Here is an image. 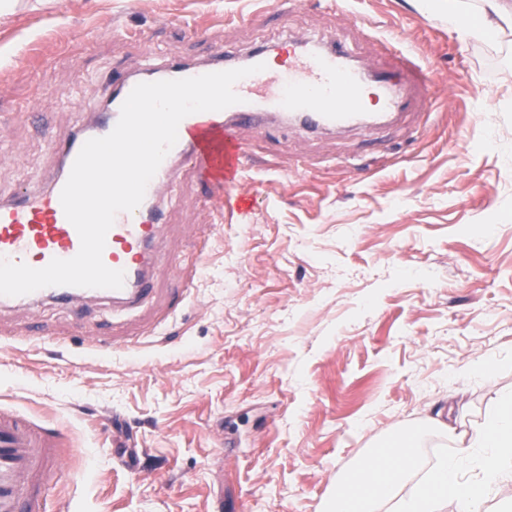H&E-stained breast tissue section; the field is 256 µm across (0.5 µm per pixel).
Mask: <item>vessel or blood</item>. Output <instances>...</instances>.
Here are the masks:
<instances>
[{"label":"vessel or blood","instance_id":"obj_1","mask_svg":"<svg viewBox=\"0 0 512 512\" xmlns=\"http://www.w3.org/2000/svg\"><path fill=\"white\" fill-rule=\"evenodd\" d=\"M381 47L389 64L353 58L350 46L340 39L318 43L292 32L278 45L286 62L279 70L269 68V53L260 46L241 59L218 50L200 65L166 60L150 69L114 73L109 101L96 108L93 121L57 141L63 170L52 177L49 189H22L13 201L0 203V256L41 268L52 259L78 253L80 238L64 214L61 190L83 144L114 129L123 102L137 84L263 64V71L235 84L241 103L194 113L180 122L178 140L149 182L142 203L134 211L117 214L102 259L108 268L124 271L123 287L106 291L52 286L36 292L37 297L59 303L106 295L113 305L127 310L143 307L156 293L155 248L164 224L163 202L184 168L214 187L213 203L219 207L225 186L241 183L246 173V132L276 122L309 136L335 130L376 132L402 124L414 112L419 92L428 86L426 70L411 48L397 49L386 41ZM62 462L55 438L44 427L0 407V512H44L46 483Z\"/></svg>","mask_w":512,"mask_h":512}]
</instances>
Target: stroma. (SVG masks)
<instances>
[{
    "label": "stroma",
    "mask_w": 512,
    "mask_h": 512,
    "mask_svg": "<svg viewBox=\"0 0 512 512\" xmlns=\"http://www.w3.org/2000/svg\"><path fill=\"white\" fill-rule=\"evenodd\" d=\"M16 0L0 19V200L44 188L55 140L146 48L201 61L287 31L413 46L435 94L407 129L253 138L217 212L192 170L168 203L157 294L0 305V406L66 456L47 512H324L372 445L480 430L512 392V32L462 40L448 0ZM129 345L101 350L98 340ZM491 360L493 372L472 375ZM232 452H225V443Z\"/></svg>",
    "instance_id": "obj_1"
}]
</instances>
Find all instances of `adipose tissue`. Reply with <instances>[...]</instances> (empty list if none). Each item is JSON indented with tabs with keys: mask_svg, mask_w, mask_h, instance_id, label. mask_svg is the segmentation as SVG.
<instances>
[{
	"mask_svg": "<svg viewBox=\"0 0 512 512\" xmlns=\"http://www.w3.org/2000/svg\"><path fill=\"white\" fill-rule=\"evenodd\" d=\"M479 25L463 24L466 0H448V23L466 39L485 31L512 28V8L504 0H480ZM434 426L458 443L452 456L423 466L416 454L418 435L402 429L372 449L327 504V512H439L453 499L457 512H481L486 497L512 480V393L503 395L484 427L474 435L459 431L453 417H437ZM475 478H460L463 467Z\"/></svg>",
	"mask_w": 512,
	"mask_h": 512,
	"instance_id": "ef3b65f1",
	"label": "adipose tissue"
}]
</instances>
